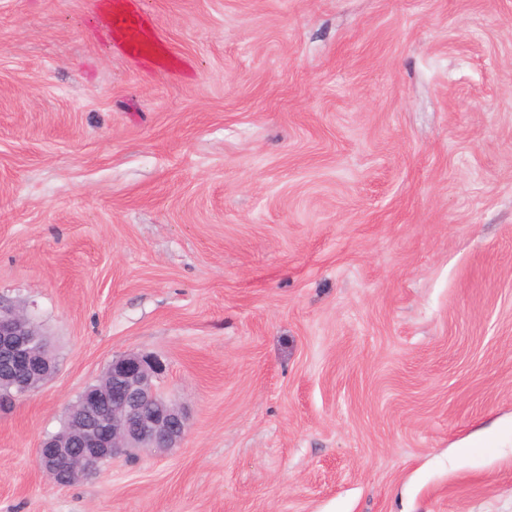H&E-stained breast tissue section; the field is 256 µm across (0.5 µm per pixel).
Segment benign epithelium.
Listing matches in <instances>:
<instances>
[{
  "mask_svg": "<svg viewBox=\"0 0 512 512\" xmlns=\"http://www.w3.org/2000/svg\"><path fill=\"white\" fill-rule=\"evenodd\" d=\"M0 366V386L13 390L12 399L34 394L57 370L30 318L1 300ZM109 370L112 385L87 386L68 407V431L44 438L37 448L39 467L58 485L87 479L93 458L161 451L185 436L183 411L157 386L165 371L160 360L126 354L112 359Z\"/></svg>",
  "mask_w": 512,
  "mask_h": 512,
  "instance_id": "obj_1",
  "label": "benign epithelium"
}]
</instances>
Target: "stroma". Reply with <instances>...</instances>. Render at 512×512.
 Wrapping results in <instances>:
<instances>
[{
    "label": "stroma",
    "instance_id": "1",
    "mask_svg": "<svg viewBox=\"0 0 512 512\" xmlns=\"http://www.w3.org/2000/svg\"><path fill=\"white\" fill-rule=\"evenodd\" d=\"M104 2L0 0V512H512V0ZM128 353L184 440L56 486ZM146 19L136 9L121 8L114 12L113 24L124 31L125 36L114 43V48L129 59L146 55L169 53L166 44L156 34L151 35L145 27ZM34 332L30 318L0 299V386L13 389L2 405L15 397L37 392L55 374L57 364L49 357L46 339ZM12 398V399H11ZM10 401H4L9 400Z\"/></svg>",
    "mask_w": 512,
    "mask_h": 512
}]
</instances>
